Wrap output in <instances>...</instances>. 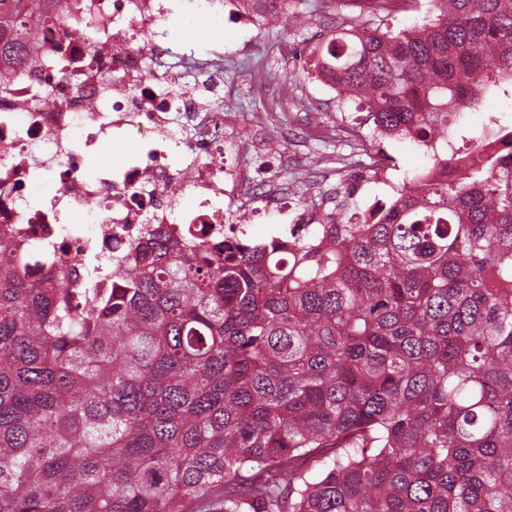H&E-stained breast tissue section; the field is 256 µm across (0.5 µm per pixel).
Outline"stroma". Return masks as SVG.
<instances>
[{
	"instance_id": "35a3bbf8",
	"label": "stroma",
	"mask_w": 512,
	"mask_h": 512,
	"mask_svg": "<svg viewBox=\"0 0 512 512\" xmlns=\"http://www.w3.org/2000/svg\"><path fill=\"white\" fill-rule=\"evenodd\" d=\"M424 15V10L408 9L379 20L364 12L333 11L327 0H304L296 18L264 28L225 20L224 136L245 144L254 130L268 135L255 152H242L236 159L248 175L250 191L248 199L239 200L240 209H253L271 190L298 203L306 194L319 201L333 197L340 186L352 189L360 209L387 205L393 199L390 189L364 173V166L396 165L405 177L430 165V157L411 141L372 139L367 111L352 103L339 105L310 64L316 28L341 23L366 29L381 22L396 31L421 23ZM259 79L273 87L287 85L293 107L274 111L267 98L252 91Z\"/></svg>"
}]
</instances>
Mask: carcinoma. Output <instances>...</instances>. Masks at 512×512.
Here are the masks:
<instances>
[{"label":"carcinoma","instance_id":"cac0c4a2","mask_svg":"<svg viewBox=\"0 0 512 512\" xmlns=\"http://www.w3.org/2000/svg\"><path fill=\"white\" fill-rule=\"evenodd\" d=\"M336 27L318 77L433 151L389 206L256 241L148 226L82 280L0 224V512H512V0ZM0 0V62L24 54ZM501 97L499 93H492L487 96L483 106L477 110L467 113V120L464 125L474 132H480L482 128L488 124V116L491 114L500 113L502 109Z\"/></svg>","mask_w":512,"mask_h":512}]
</instances>
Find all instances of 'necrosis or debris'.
Returning a JSON list of instances; mask_svg holds the SVG:
<instances>
[{
	"instance_id": "obj_1",
	"label": "necrosis or debris",
	"mask_w": 512,
	"mask_h": 512,
	"mask_svg": "<svg viewBox=\"0 0 512 512\" xmlns=\"http://www.w3.org/2000/svg\"><path fill=\"white\" fill-rule=\"evenodd\" d=\"M184 0H57L53 35L32 28L20 63L0 68V224L18 250L83 273L75 247L147 224L224 230V201L247 189L224 162V44L170 41ZM176 59L193 85L159 67ZM106 144L119 160L83 173ZM53 179L41 200L36 186Z\"/></svg>"
}]
</instances>
